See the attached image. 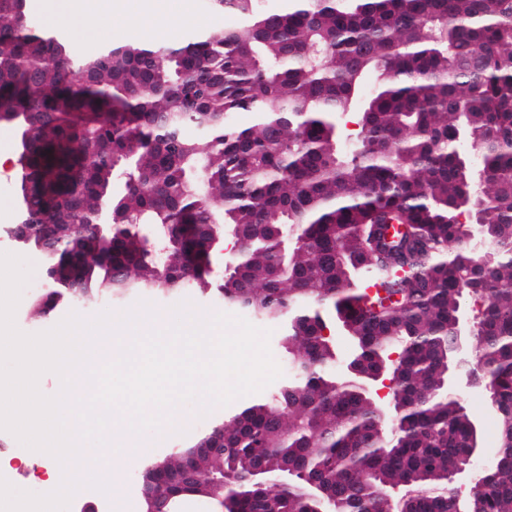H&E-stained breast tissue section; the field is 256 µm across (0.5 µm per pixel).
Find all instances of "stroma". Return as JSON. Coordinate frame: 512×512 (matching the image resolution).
<instances>
[{"instance_id": "obj_1", "label": "stroma", "mask_w": 512, "mask_h": 512, "mask_svg": "<svg viewBox=\"0 0 512 512\" xmlns=\"http://www.w3.org/2000/svg\"><path fill=\"white\" fill-rule=\"evenodd\" d=\"M112 11V28L105 31L99 28H77L69 33L70 47L78 48L81 55L88 56L97 53L105 44H119L133 39H144V29L148 26L146 0H103ZM172 12H189L191 20L176 27L168 37L169 42L177 43L185 38L208 29H217L223 25H231L232 17H219L212 13L207 0H167ZM19 175L14 164H7L0 169V208L5 209L4 218L0 219V252L16 253V246L10 241L8 227L13 222V216L18 210L17 187ZM25 258L32 266V274L28 283L23 287L20 301L15 311V324L26 334H37L48 331L59 324L70 314L90 319L100 312H110L113 317H122L126 312L137 308L138 298L129 297L115 299L89 308L83 305L64 306L56 310L50 317L36 318L31 314L33 305L47 292L48 284L45 278L42 256L33 250L25 251ZM186 302L192 312L206 315L221 312L231 315H241V308L224 303L216 297L200 296L194 288H186L179 297L158 298L147 297L146 301L155 312L165 318H172V309L178 302ZM187 418L184 430L178 433L149 432L141 437L142 445L146 448L158 447L159 451L171 448H183L201 432L208 429L214 422L222 420L223 409L216 408L205 416H197L194 406L185 405L181 408ZM0 438L7 441L11 456L6 466L0 467V476L17 488L36 494L46 493L44 483L48 467L55 463L54 458L41 451L24 448L13 434L1 431ZM121 474V481L114 485L109 493L112 501V512H140V499L136 484L138 463H130L118 458L113 462Z\"/></svg>"}]
</instances>
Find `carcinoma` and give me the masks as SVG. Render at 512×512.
<instances>
[{
  "label": "carcinoma",
  "mask_w": 512,
  "mask_h": 512,
  "mask_svg": "<svg viewBox=\"0 0 512 512\" xmlns=\"http://www.w3.org/2000/svg\"><path fill=\"white\" fill-rule=\"evenodd\" d=\"M286 2L209 0L240 23L86 58L0 0L28 232L49 267H86L69 282L85 304L191 285L282 324L280 390L145 461L173 512L220 476L235 512H314V484L339 512H452L448 474L475 459L446 388L467 298L498 421L468 510L512 512V0ZM233 233L215 280L209 240ZM335 326L363 372L386 365L393 417L338 372Z\"/></svg>",
  "instance_id": "1"
}]
</instances>
